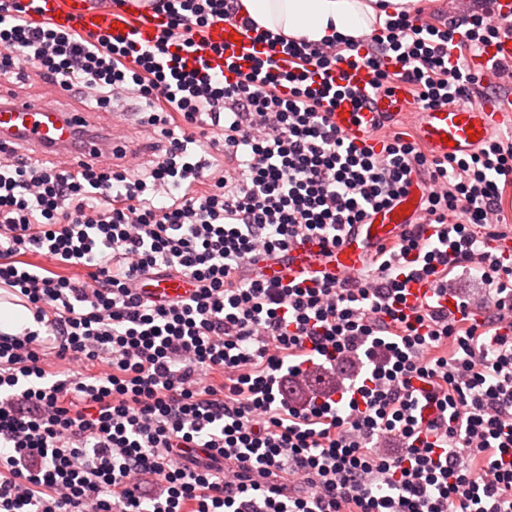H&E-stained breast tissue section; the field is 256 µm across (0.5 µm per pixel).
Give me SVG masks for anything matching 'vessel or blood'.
Wrapping results in <instances>:
<instances>
[{"label":"vessel or blood","instance_id":"vessel-or-blood-1","mask_svg":"<svg viewBox=\"0 0 512 512\" xmlns=\"http://www.w3.org/2000/svg\"><path fill=\"white\" fill-rule=\"evenodd\" d=\"M34 10L43 12L62 30L76 28L87 33H113L137 44H152L163 30L166 19L154 10L124 0L112 11L90 8L89 0H34ZM264 47L254 33L240 25L219 22L198 34L188 66L205 64L211 73L235 80L237 72L248 71ZM512 64V36L501 37L484 46L480 55L470 60L471 69L481 71L488 92L482 105H445L419 112L416 131L419 139L434 156L465 159L477 152L502 128L512 129V92H496L499 83L497 65ZM316 83L346 86L355 90L357 98H367L366 108H356L354 100H345L333 114L337 129L359 139L371 138L378 125L404 112L408 94L402 82H394L392 91L374 88L370 68L339 64L318 73ZM81 112H65L52 101H26L13 96L10 89L0 86V139L22 137L25 144L68 157L71 162L89 161L103 153L127 150L123 124L113 121L107 131L87 127ZM422 197L420 187H412L394 204L372 212L364 223L353 225L341 246L325 253L315 243L293 249L286 261L263 262L268 279L285 281L301 279L316 273H328L343 279L363 266L368 248L394 240L404 225L415 223ZM142 291L155 298L172 299L187 295L188 283L180 277L144 281ZM447 303V293H435L423 282L407 286L406 304L417 307L431 300Z\"/></svg>","mask_w":512,"mask_h":512}]
</instances>
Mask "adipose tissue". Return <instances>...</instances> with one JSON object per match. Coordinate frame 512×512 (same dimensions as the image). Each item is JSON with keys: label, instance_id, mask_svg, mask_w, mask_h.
I'll use <instances>...</instances> for the list:
<instances>
[{"label": "adipose tissue", "instance_id": "1", "mask_svg": "<svg viewBox=\"0 0 512 512\" xmlns=\"http://www.w3.org/2000/svg\"><path fill=\"white\" fill-rule=\"evenodd\" d=\"M417 0H238L240 14L259 27L320 42L330 37L359 40L377 21L413 11Z\"/></svg>", "mask_w": 512, "mask_h": 512}]
</instances>
